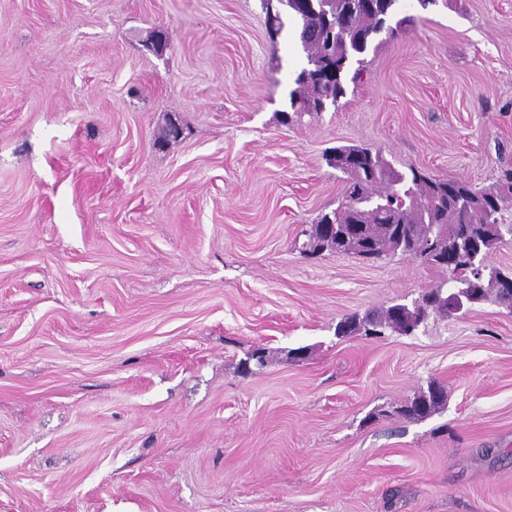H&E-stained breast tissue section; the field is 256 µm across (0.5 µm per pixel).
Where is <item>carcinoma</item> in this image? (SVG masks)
Segmentation results:
<instances>
[{
    "label": "carcinoma",
    "instance_id": "cac0c4a2",
    "mask_svg": "<svg viewBox=\"0 0 512 512\" xmlns=\"http://www.w3.org/2000/svg\"><path fill=\"white\" fill-rule=\"evenodd\" d=\"M398 0H288L287 16L296 21V33L307 53L308 66L294 78L290 92L291 107L299 112H320V103L334 104L345 93V80L353 63L364 61L377 35L388 30L396 33L407 19L391 21ZM329 167L344 175L345 190L336 209L323 213L312 225L307 241L315 251L332 250L329 235H338L355 225L353 234L366 242L370 255L424 253L431 248L428 225L442 224L448 246L462 251L476 250L478 261L504 242V234H512V224L505 223L504 207L512 200V175L502 191V184L475 189L454 179H435L411 167L395 168L380 152L358 145L337 146L325 154ZM433 196L437 204L428 210L403 205L417 197ZM359 199L361 208L353 210L348 201ZM448 281L430 288L422 296L423 305L437 288L459 295L471 291L479 302L490 299L503 304L502 278L506 273L488 267L482 277L463 263L449 272ZM405 320L394 305L361 319L352 316L336 326V335L348 336L364 331L381 335L385 331L403 334ZM448 400L444 386L432 383L417 392L396 413L406 419H425L438 412Z\"/></svg>",
    "mask_w": 512,
    "mask_h": 512
}]
</instances>
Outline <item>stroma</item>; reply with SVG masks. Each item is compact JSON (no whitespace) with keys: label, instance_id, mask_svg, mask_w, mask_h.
Wrapping results in <instances>:
<instances>
[{"label":"stroma","instance_id":"obj_1","mask_svg":"<svg viewBox=\"0 0 512 512\" xmlns=\"http://www.w3.org/2000/svg\"><path fill=\"white\" fill-rule=\"evenodd\" d=\"M397 15L294 114L261 0H0V512H512V310L340 338L448 273L303 249L330 148L512 171V0ZM448 400V393L443 385L430 383L427 390H420L397 413L406 419L420 420L438 412Z\"/></svg>","mask_w":512,"mask_h":512}]
</instances>
